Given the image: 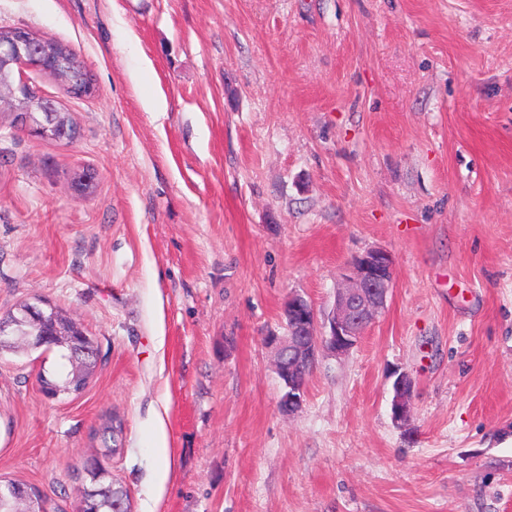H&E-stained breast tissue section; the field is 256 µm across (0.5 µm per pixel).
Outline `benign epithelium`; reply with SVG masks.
<instances>
[{
	"label": "benign epithelium",
	"mask_w": 512,
	"mask_h": 512,
	"mask_svg": "<svg viewBox=\"0 0 512 512\" xmlns=\"http://www.w3.org/2000/svg\"><path fill=\"white\" fill-rule=\"evenodd\" d=\"M49 38L26 30L0 37V112H11L14 127L45 138H65L67 127L43 122V113L58 111L54 101L43 98L23 84H14V69L43 68L41 57L48 51ZM393 287L391 255L371 249L354 259L350 274L336 291L335 307L327 324L319 326L316 312L302 295L288 297L287 334L275 336V369L283 384L279 408L284 413L300 409L306 397L307 378L319 354L325 350L342 355L349 352L384 310ZM414 382L405 372L392 386V419L406 424L412 414Z\"/></svg>",
	"instance_id": "benign-epithelium-1"
}]
</instances>
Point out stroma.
<instances>
[{
  "mask_svg": "<svg viewBox=\"0 0 512 512\" xmlns=\"http://www.w3.org/2000/svg\"><path fill=\"white\" fill-rule=\"evenodd\" d=\"M0 28L96 86L23 73L74 139L0 118V316L45 300L99 354L49 399L56 350L0 353V480L53 512L96 462L132 512H512V0H0ZM370 248L384 312L282 413L288 296L326 317ZM413 389L412 378L405 372L399 373L392 386L391 414L396 423L408 424L410 421Z\"/></svg>",
  "mask_w": 512,
  "mask_h": 512,
  "instance_id": "obj_1",
  "label": "stroma"
}]
</instances>
